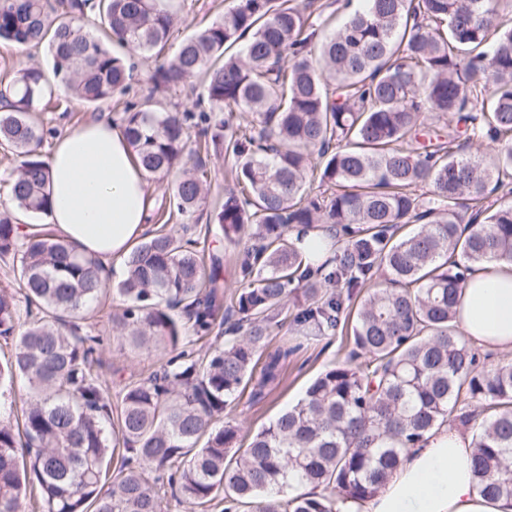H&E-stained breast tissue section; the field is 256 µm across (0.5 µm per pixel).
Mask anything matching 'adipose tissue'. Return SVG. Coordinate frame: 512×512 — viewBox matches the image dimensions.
I'll return each mask as SVG.
<instances>
[{
  "instance_id": "1",
  "label": "adipose tissue",
  "mask_w": 512,
  "mask_h": 512,
  "mask_svg": "<svg viewBox=\"0 0 512 512\" xmlns=\"http://www.w3.org/2000/svg\"><path fill=\"white\" fill-rule=\"evenodd\" d=\"M47 170L46 220L77 253L107 266L149 231L154 196L122 124L103 116L68 130L48 156ZM457 321L473 348L512 352V258L471 265ZM473 452L471 431L443 424L421 446L407 449L378 494L348 512H512V499L478 494Z\"/></svg>"
}]
</instances>
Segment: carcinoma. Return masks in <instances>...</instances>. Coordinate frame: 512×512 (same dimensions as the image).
<instances>
[{
	"label": "carcinoma",
	"instance_id": "cac0c4a2",
	"mask_svg": "<svg viewBox=\"0 0 512 512\" xmlns=\"http://www.w3.org/2000/svg\"><path fill=\"white\" fill-rule=\"evenodd\" d=\"M347 6L316 47V0H234L151 77L163 92L201 79L194 106L209 108L124 102L148 177L179 176L115 288L113 328L158 352V367L114 395L98 371L102 338L81 325L109 292L100 263L50 230L21 232L20 216L49 205L33 114L53 81L92 106L126 94L131 58L163 54L181 17L171 0H0V40L45 44L51 58L0 84V147L18 158L5 179L15 212L0 214L16 282L0 284L12 347L0 397L18 382L31 394L22 431L0 419V512H167L160 471L189 512H341L447 422L474 430L478 491L512 498V360L488 365L462 335L467 268L453 260L512 257V0ZM483 145L488 161L469 152ZM211 155L233 173L215 221L243 243L227 297L188 222ZM299 226L327 232L332 256H306ZM286 322L345 329L352 348L239 448V427L215 423L246 387L258 400L278 380L290 350H266Z\"/></svg>",
	"mask_w": 512,
	"mask_h": 512
}]
</instances>
